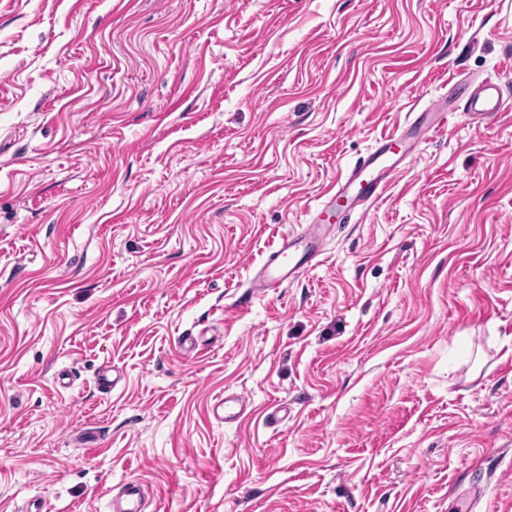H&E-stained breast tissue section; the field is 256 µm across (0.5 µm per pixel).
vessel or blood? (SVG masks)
<instances>
[{
	"mask_svg": "<svg viewBox=\"0 0 512 512\" xmlns=\"http://www.w3.org/2000/svg\"><path fill=\"white\" fill-rule=\"evenodd\" d=\"M453 90L456 99L462 102V111L469 115L493 118L504 110L502 92L493 81L475 85L463 77L455 83ZM451 114V108L444 105L426 108L376 141L373 149L337 178L327 194L328 199L344 201L353 212L366 214L396 181L407 158L419 145L447 132ZM332 231V225L326 224L317 214L299 230L283 236L279 247L255 269L248 285L250 293L266 296L277 292L313 268ZM248 406L249 400L244 394L231 392L214 402L211 413L217 420L234 422L245 414ZM144 506V492L135 481L126 483L112 499V512H142Z\"/></svg>",
	"mask_w": 512,
	"mask_h": 512,
	"instance_id": "obj_1",
	"label": "vessel or blood"
}]
</instances>
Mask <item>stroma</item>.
<instances>
[{"instance_id":"35a3bbf8","label":"stroma","mask_w":512,"mask_h":512,"mask_svg":"<svg viewBox=\"0 0 512 512\" xmlns=\"http://www.w3.org/2000/svg\"><path fill=\"white\" fill-rule=\"evenodd\" d=\"M462 76L512 0H0V512H512V111L248 291ZM249 406V399L242 393L224 391V397L218 398L211 407L215 419L224 423L239 420ZM144 506L145 495L136 481L126 483L121 492L112 498L113 512H142Z\"/></svg>"}]
</instances>
